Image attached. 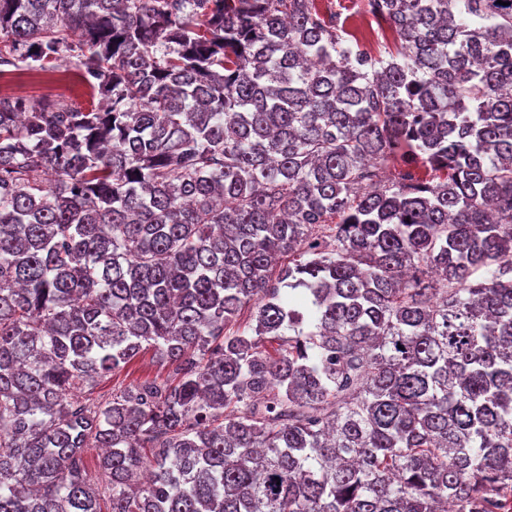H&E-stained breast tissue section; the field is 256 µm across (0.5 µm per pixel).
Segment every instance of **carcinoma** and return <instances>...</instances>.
Here are the masks:
<instances>
[{
    "label": "carcinoma",
    "mask_w": 512,
    "mask_h": 512,
    "mask_svg": "<svg viewBox=\"0 0 512 512\" xmlns=\"http://www.w3.org/2000/svg\"><path fill=\"white\" fill-rule=\"evenodd\" d=\"M505 2L0 0V512H512ZM320 7L336 13L339 26L351 42L371 38L370 51L376 57H388V51L394 50L395 36L391 31H381L377 22L368 15L365 0H319ZM61 73H21L14 78L1 80V91L26 97L30 103H37L44 97H52L80 103L87 106L89 92L83 82L81 71L74 67L57 66ZM168 372L169 369L158 362L153 349L149 348L121 371L95 379L93 388L89 392H92V398L104 401L112 396V392L131 387L144 380L165 378Z\"/></svg>",
    "instance_id": "cac0c4a2"
}]
</instances>
